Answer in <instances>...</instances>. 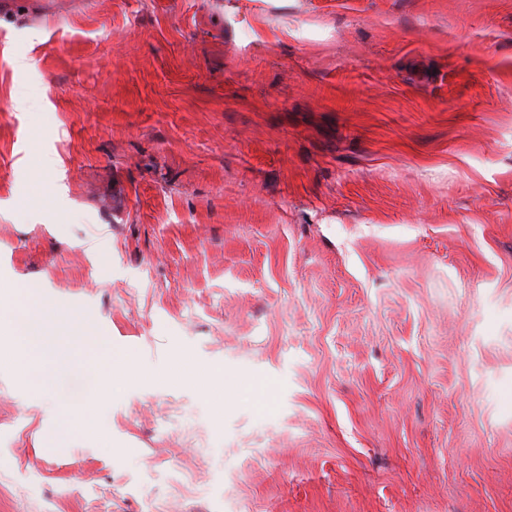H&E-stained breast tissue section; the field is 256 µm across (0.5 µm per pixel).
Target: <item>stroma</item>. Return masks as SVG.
I'll list each match as a JSON object with an SVG mask.
<instances>
[{
	"mask_svg": "<svg viewBox=\"0 0 512 512\" xmlns=\"http://www.w3.org/2000/svg\"><path fill=\"white\" fill-rule=\"evenodd\" d=\"M17 2L0 302L194 377L0 368V512H512V0Z\"/></svg>",
	"mask_w": 512,
	"mask_h": 512,
	"instance_id": "35a3bbf8",
	"label": "stroma"
}]
</instances>
